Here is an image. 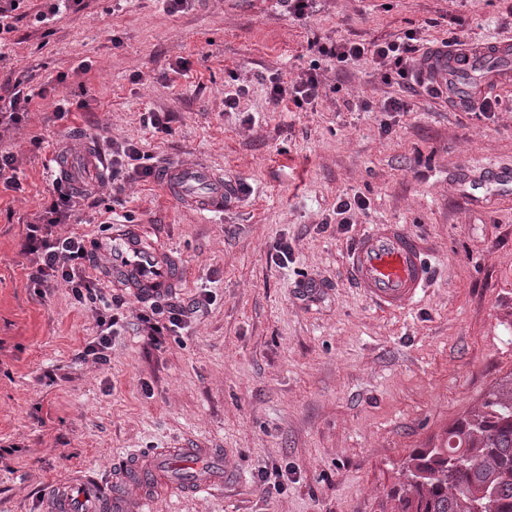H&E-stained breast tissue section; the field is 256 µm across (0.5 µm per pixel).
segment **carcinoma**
I'll return each mask as SVG.
<instances>
[{
    "label": "carcinoma",
    "instance_id": "cac0c4a2",
    "mask_svg": "<svg viewBox=\"0 0 512 512\" xmlns=\"http://www.w3.org/2000/svg\"><path fill=\"white\" fill-rule=\"evenodd\" d=\"M391 497L398 512H512V382L489 391L444 445L412 454Z\"/></svg>",
    "mask_w": 512,
    "mask_h": 512
}]
</instances>
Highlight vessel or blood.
<instances>
[{"mask_svg": "<svg viewBox=\"0 0 512 512\" xmlns=\"http://www.w3.org/2000/svg\"><path fill=\"white\" fill-rule=\"evenodd\" d=\"M449 88L450 100L470 103L477 84L512 81V39L478 49L449 48L436 72ZM158 181L170 195L197 212L223 210L227 199L242 194L239 184L224 183L203 165L159 168ZM91 270L105 283L128 289L151 301L187 283V268L174 256L170 243L151 238L141 228L113 225L89 244ZM430 270L426 252L400 224H371L347 254L346 271L357 288L380 309L408 308L426 288ZM193 459L191 475L183 483L193 492L224 490V453L218 448H148L132 452L112 471V489L91 476L80 483L64 479L45 489L40 512H154L148 492L150 479L164 475L171 460Z\"/></svg>", "mask_w": 512, "mask_h": 512, "instance_id": "vessel-or-blood-1", "label": "vessel or blood"}]
</instances>
